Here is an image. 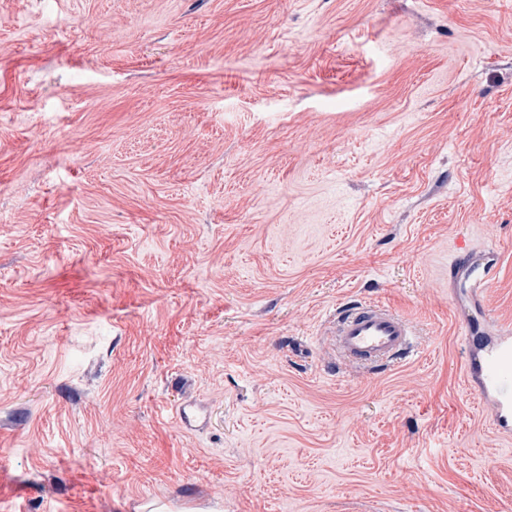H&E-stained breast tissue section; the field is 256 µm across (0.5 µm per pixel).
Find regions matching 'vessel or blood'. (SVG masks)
<instances>
[{
	"label": "vessel or blood",
	"instance_id": "obj_1",
	"mask_svg": "<svg viewBox=\"0 0 512 512\" xmlns=\"http://www.w3.org/2000/svg\"><path fill=\"white\" fill-rule=\"evenodd\" d=\"M467 375L491 407L500 433L512 432V327L485 318H466ZM411 329L396 311L365 303L336 319V344L343 357L366 365H386L412 354Z\"/></svg>",
	"mask_w": 512,
	"mask_h": 512
}]
</instances>
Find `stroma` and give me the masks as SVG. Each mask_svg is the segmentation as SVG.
I'll return each mask as SVG.
<instances>
[{"mask_svg": "<svg viewBox=\"0 0 512 512\" xmlns=\"http://www.w3.org/2000/svg\"><path fill=\"white\" fill-rule=\"evenodd\" d=\"M352 301L415 353L340 360ZM480 306L512 0H0V512H512Z\"/></svg>", "mask_w": 512, "mask_h": 512, "instance_id": "35a3bbf8", "label": "stroma"}]
</instances>
